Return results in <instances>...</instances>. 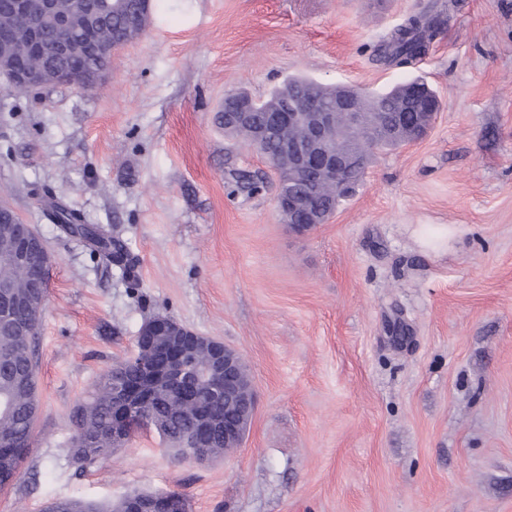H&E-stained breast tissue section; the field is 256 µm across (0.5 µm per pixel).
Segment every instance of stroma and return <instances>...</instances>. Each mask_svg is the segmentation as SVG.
I'll use <instances>...</instances> for the list:
<instances>
[{
    "label": "stroma",
    "instance_id": "stroma-1",
    "mask_svg": "<svg viewBox=\"0 0 512 512\" xmlns=\"http://www.w3.org/2000/svg\"><path fill=\"white\" fill-rule=\"evenodd\" d=\"M432 4L445 25L426 55L377 62ZM292 76L419 77L441 102L303 235L270 162L219 120L228 93ZM0 200L53 259L39 417L0 512L168 490L189 512H512V0H152L93 87L0 77ZM52 202L123 239L132 275L54 224ZM436 224L440 252L419 240ZM157 315L243 358L258 402L242 447L200 466L140 433L76 474L75 408Z\"/></svg>",
    "mask_w": 512,
    "mask_h": 512
}]
</instances>
